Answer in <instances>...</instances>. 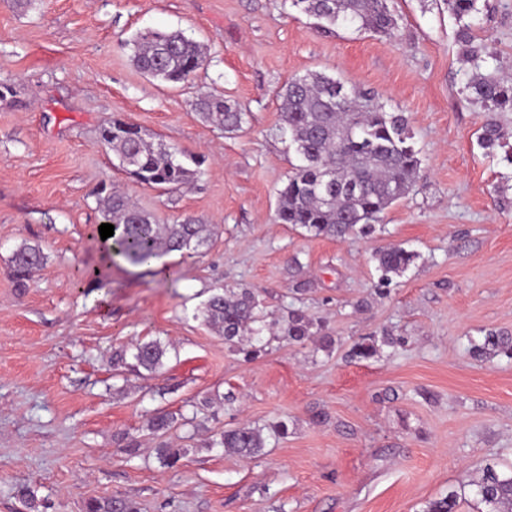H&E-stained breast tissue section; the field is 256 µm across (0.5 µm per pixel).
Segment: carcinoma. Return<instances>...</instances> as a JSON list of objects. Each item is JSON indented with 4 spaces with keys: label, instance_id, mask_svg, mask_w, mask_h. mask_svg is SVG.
Instances as JSON below:
<instances>
[{
    "label": "carcinoma",
    "instance_id": "cac0c4a2",
    "mask_svg": "<svg viewBox=\"0 0 512 512\" xmlns=\"http://www.w3.org/2000/svg\"><path fill=\"white\" fill-rule=\"evenodd\" d=\"M291 6L316 18L321 27L352 25L360 31L392 36L397 21L387 0H290ZM479 0H448L458 19L479 11ZM134 65L147 76L169 83H185L205 62L204 47L181 31L145 29L132 40ZM474 99L486 107L512 110V82L492 75L479 76L468 83ZM281 121L300 164L293 167L279 190L275 220L298 226L315 237L355 239L376 230V222L396 201L405 197L415 184L421 160L411 142L406 118L387 112L373 97L341 79L325 73H308L288 80L281 88ZM202 118L227 133L242 128L246 113L217 93H205L196 102ZM101 143L119 159L120 166L138 182L157 187H178L190 182L195 168L183 161L175 146L155 141L120 118L114 117L101 129ZM481 142L492 147L503 140L495 123L483 126ZM104 221L114 225L112 256L132 265H148L163 254H191L207 244L211 230L193 219L174 224H158L149 212L139 208L124 193L98 195ZM417 254L401 246L376 252L374 260L381 281L400 275L415 261ZM39 245L23 244L11 258V271L18 286H26L45 263ZM261 301L247 289H219L204 303L201 316L205 325L237 345L261 334L254 327L260 319ZM322 326L301 310H293L279 332L290 343H303L320 335ZM398 339L385 336L354 343L349 357L369 359L380 346L395 347ZM134 367L155 373L164 366L168 346L159 339L138 341L130 347ZM469 353L476 360L505 357L512 360V335L489 331L471 341ZM178 423L176 415L158 410L148 420V430L165 434ZM268 434L264 428L243 423L220 433L214 444L224 451L248 457L262 454ZM158 462L175 467L183 457L179 448L161 443L155 449ZM478 512H512V465H485L481 475L468 483ZM16 495L30 512H41L43 503L26 486ZM461 494L456 491L430 503L425 512H456ZM84 512H138L135 502L126 498H92Z\"/></svg>",
    "mask_w": 512,
    "mask_h": 512
}]
</instances>
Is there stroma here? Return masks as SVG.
Masks as SVG:
<instances>
[{
  "mask_svg": "<svg viewBox=\"0 0 512 512\" xmlns=\"http://www.w3.org/2000/svg\"><path fill=\"white\" fill-rule=\"evenodd\" d=\"M479 7L467 44L447 0H391V37L322 32L288 0H0V78L14 86L0 100V512H27L20 483L44 512L110 497L140 512H425L486 464L512 462V361L467 353L487 331L512 332V166L479 141L492 120L512 144V111L464 90L478 71L512 78V0ZM148 28L203 44L193 80L136 68L129 41ZM471 45L495 59L474 67ZM310 72L409 119L419 176L370 236L274 220L295 160L278 93ZM209 91L247 113L241 130L201 120L194 103ZM114 117L201 158L199 174L172 190L134 180L100 143ZM105 184L159 223L212 225L209 246L162 256V274L107 262ZM25 242L47 260L20 288L10 260ZM390 244L417 259L381 295L372 253ZM224 286L258 293L265 323L301 309L324 334L300 345L266 330L245 357L197 316ZM387 333L403 339L391 353L348 359ZM151 338L169 346L159 372L113 368L115 348ZM157 409L190 420L163 439L186 451L173 468L146 430ZM280 421L287 436L259 457L210 445Z\"/></svg>",
  "mask_w": 512,
  "mask_h": 512,
  "instance_id": "stroma-1",
  "label": "stroma"
}]
</instances>
